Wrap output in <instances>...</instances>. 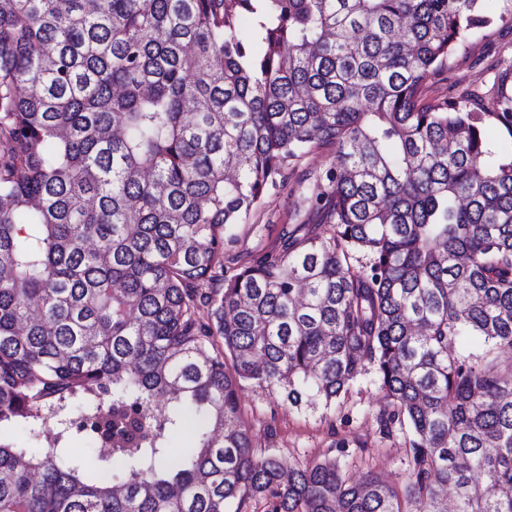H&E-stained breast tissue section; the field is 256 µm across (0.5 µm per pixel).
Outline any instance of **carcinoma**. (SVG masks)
I'll use <instances>...</instances> for the list:
<instances>
[{"instance_id":"1","label":"carcinoma","mask_w":512,"mask_h":512,"mask_svg":"<svg viewBox=\"0 0 512 512\" xmlns=\"http://www.w3.org/2000/svg\"><path fill=\"white\" fill-rule=\"evenodd\" d=\"M482 2L0 0V512H512V108L422 100ZM316 149L319 221L224 275ZM367 362L401 489L256 456L242 384L329 406Z\"/></svg>"}]
</instances>
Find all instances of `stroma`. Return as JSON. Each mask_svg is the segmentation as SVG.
<instances>
[{
    "label": "stroma",
    "mask_w": 512,
    "mask_h": 512,
    "mask_svg": "<svg viewBox=\"0 0 512 512\" xmlns=\"http://www.w3.org/2000/svg\"><path fill=\"white\" fill-rule=\"evenodd\" d=\"M483 6L492 25L470 35L452 64L428 81V99L448 98L470 110L498 112L503 96L512 97V0H484ZM330 160L329 152L313 151L288 180L268 190L250 224L226 242V258L274 250L284 225L316 223L313 177L325 172ZM238 402L257 454L276 453L292 468L334 457L354 478L370 471L392 485L407 479L412 435L389 422L391 406L372 371H365L331 408L319 402L294 407L280 390L251 384L239 391Z\"/></svg>",
    "instance_id": "obj_1"
}]
</instances>
